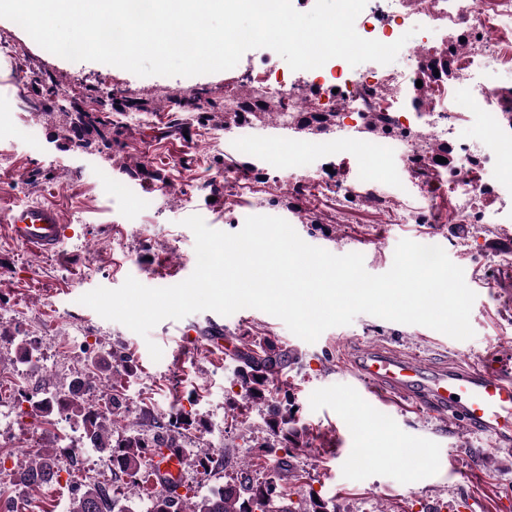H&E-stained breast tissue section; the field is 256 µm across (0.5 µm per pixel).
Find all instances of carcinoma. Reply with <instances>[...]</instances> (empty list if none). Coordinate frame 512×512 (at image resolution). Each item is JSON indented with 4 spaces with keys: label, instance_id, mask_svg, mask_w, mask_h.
<instances>
[{
    "label": "carcinoma",
    "instance_id": "1",
    "mask_svg": "<svg viewBox=\"0 0 512 512\" xmlns=\"http://www.w3.org/2000/svg\"><path fill=\"white\" fill-rule=\"evenodd\" d=\"M466 47V43L455 41L446 49L432 55L426 70L422 73L423 86L417 89L414 99L416 107L425 105L432 91V84L437 77L454 78L457 56ZM439 75H434V71ZM185 112L186 124L197 123L203 127L218 124L227 118V113L214 102L203 107L198 99L189 98L180 103ZM117 112H150L148 103L132 99L114 102ZM40 111L49 116L58 114L62 120L58 125L59 137L69 143L88 146L97 139H104L112 134V123L97 112H72L64 104L41 102ZM337 112H298L291 115L288 126L300 131L327 133L336 126ZM363 132L374 139L396 133L392 120L382 112H365L362 119ZM452 149L446 143H427L421 146V174H429L430 164L436 157L444 158ZM224 355L236 364L237 382L244 391L243 399L249 403L262 404L266 407L267 427L270 439L260 444L264 455L270 456L278 448H306L310 445L309 430L298 425L292 408H280L269 403V396L281 390V377L288 372V367L295 361L288 348L270 338H254L248 333L236 337L233 348ZM84 385L75 382L70 395L54 396L35 402L34 408L40 413H65L81 418L86 439L96 448H106L112 455V469L136 479L140 464L148 455L163 446H181V436L192 426L189 419L178 413L171 417L164 433L153 438L145 434H129L119 440L112 438L111 425L121 415L122 403L112 397V413L107 414L96 409L89 397L83 395ZM70 457L65 448L38 454L37 460L20 475V481L32 487H39L52 481L60 471L64 459ZM293 467L289 459L277 460L276 469L261 481L245 478L238 485L227 484L216 489L211 495L203 497L191 505L177 493V487L168 486L157 495L150 512H295L288 505V478L292 477ZM112 491L99 486H88L72 499L70 512H112Z\"/></svg>",
    "mask_w": 512,
    "mask_h": 512
}]
</instances>
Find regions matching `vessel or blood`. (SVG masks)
<instances>
[{"label": "vessel or blood", "mask_w": 512, "mask_h": 512, "mask_svg": "<svg viewBox=\"0 0 512 512\" xmlns=\"http://www.w3.org/2000/svg\"><path fill=\"white\" fill-rule=\"evenodd\" d=\"M10 237L34 255L56 253L66 236L60 207L37 202L0 211ZM353 374L372 399L390 397L430 410L492 439L498 448H512V360L491 370L443 367L434 371L416 358L387 347L356 353ZM185 452L164 448L151 457L152 475L161 485L179 482Z\"/></svg>", "instance_id": "1"}]
</instances>
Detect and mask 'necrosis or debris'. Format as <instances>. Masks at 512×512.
<instances>
[{
	"label": "necrosis or debris",
	"instance_id": "necrosis-or-debris-1",
	"mask_svg": "<svg viewBox=\"0 0 512 512\" xmlns=\"http://www.w3.org/2000/svg\"><path fill=\"white\" fill-rule=\"evenodd\" d=\"M417 20L423 36L410 50L412 65L399 71L388 65L351 66L341 58L314 69L313 85L320 95L335 94L336 104L347 118L361 120L364 112H383L395 120L396 133L379 145L335 139L325 144L292 142L287 154L266 157L268 181L279 182L287 167L306 168L320 153L339 151L358 162L356 181L323 174L318 193L334 197L337 209L347 207L357 184L370 190L379 185L372 172L384 157L395 158L391 180L417 188L424 203H431L432 181L418 173V153L424 138H455L459 124L475 122L478 133L458 141L453 172L448 177V199L455 212L469 214L481 224L485 215L478 200L494 191L490 181L503 162L499 145L508 127L502 113L483 110V103L496 96L497 87L481 82L484 73L512 69V0H367L355 20V30L365 39L387 42V27L397 20ZM466 33L470 47L458 63L453 81L435 86V98L425 122L411 120L406 109L416 91V80L427 62V45L445 42L448 32Z\"/></svg>",
	"mask_w": 512,
	"mask_h": 512
}]
</instances>
